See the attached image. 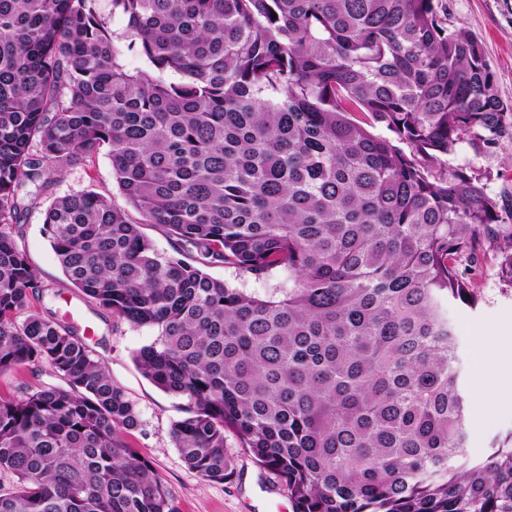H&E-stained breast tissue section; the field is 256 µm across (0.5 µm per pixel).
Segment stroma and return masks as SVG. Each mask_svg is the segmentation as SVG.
Segmentation results:
<instances>
[{"label": "stroma", "mask_w": 512, "mask_h": 512, "mask_svg": "<svg viewBox=\"0 0 512 512\" xmlns=\"http://www.w3.org/2000/svg\"><path fill=\"white\" fill-rule=\"evenodd\" d=\"M449 27L463 26L483 43L495 73L500 99L512 113V0H442ZM454 166L470 167L493 197L512 206V134L500 138L490 152L470 143L450 157ZM94 191L125 207L106 155L76 162L52 177L36 203L25 206L13 235L44 286L28 310L46 318L64 320L73 311L75 326H90L87 345L108 367L113 381L135 404L139 424L127 435L130 445L151 462L179 502L181 512H292L284 487L269 476L227 435L225 449L238 476L221 484L201 479L190 470L171 440L173 423L185 415L188 400L165 393L135 367L132 357L153 342L156 330L136 327L83 301L62 273L43 230L44 212L58 196ZM479 302L475 309L455 313L461 343L464 382L468 387L469 448L484 454L492 437L512 430V283L503 280L495 251L486 248L473 269Z\"/></svg>", "instance_id": "35a3bbf8"}]
</instances>
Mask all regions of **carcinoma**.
I'll list each match as a JSON object with an SVG mask.
<instances>
[{
    "label": "carcinoma",
    "instance_id": "cac0c4a2",
    "mask_svg": "<svg viewBox=\"0 0 512 512\" xmlns=\"http://www.w3.org/2000/svg\"><path fill=\"white\" fill-rule=\"evenodd\" d=\"M101 2L0 0V374L63 381L0 396V512H180L84 339L17 320L42 290L21 191L104 149L140 219L81 191L44 231L88 302L156 329L134 362L189 400L190 469L233 480L229 432L293 512H512V431L471 456L451 317L485 245L512 282L499 200L447 164L512 126L482 42L441 0ZM206 272L213 278L223 280L229 283L232 286L237 288H249L250 291H256L259 293H264L265 288H271L275 283H277V279H273L267 286L254 283L247 277L237 276L232 271L224 269L222 265H214L206 268Z\"/></svg>",
    "mask_w": 512,
    "mask_h": 512
}]
</instances>
